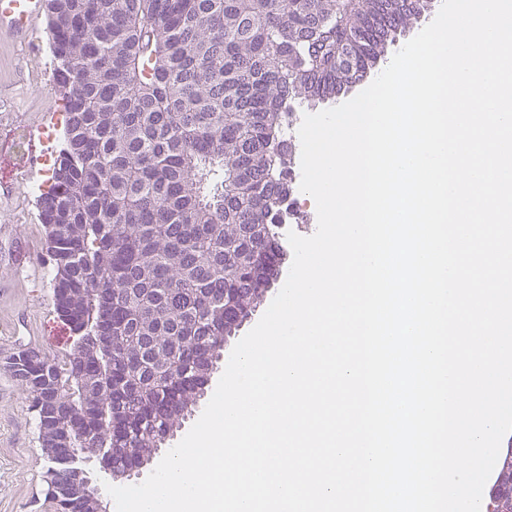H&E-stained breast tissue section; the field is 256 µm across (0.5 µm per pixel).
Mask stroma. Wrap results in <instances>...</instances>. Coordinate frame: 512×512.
<instances>
[{"mask_svg":"<svg viewBox=\"0 0 512 512\" xmlns=\"http://www.w3.org/2000/svg\"><path fill=\"white\" fill-rule=\"evenodd\" d=\"M34 38L42 53L24 65L20 46L0 33V187L5 190L0 197V512H56L46 493L48 462L30 390L4 359L35 348L59 362L75 340L53 312V265L38 208L46 178L26 184L14 179L25 125L46 123L50 158L63 147V102L52 80L45 22H38Z\"/></svg>","mask_w":512,"mask_h":512,"instance_id":"35a3bbf8","label":"stroma"}]
</instances>
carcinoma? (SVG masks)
Instances as JSON below:
<instances>
[{
	"label": "carcinoma",
	"instance_id": "carcinoma-1",
	"mask_svg": "<svg viewBox=\"0 0 512 512\" xmlns=\"http://www.w3.org/2000/svg\"><path fill=\"white\" fill-rule=\"evenodd\" d=\"M408 0H49L64 147L40 221L53 302L85 358L83 411L46 428L128 465L181 427L224 344V289L263 288L286 252L297 98L347 93L420 18ZM178 337L179 348L172 338ZM59 512H84L71 493Z\"/></svg>",
	"mask_w": 512,
	"mask_h": 512
}]
</instances>
